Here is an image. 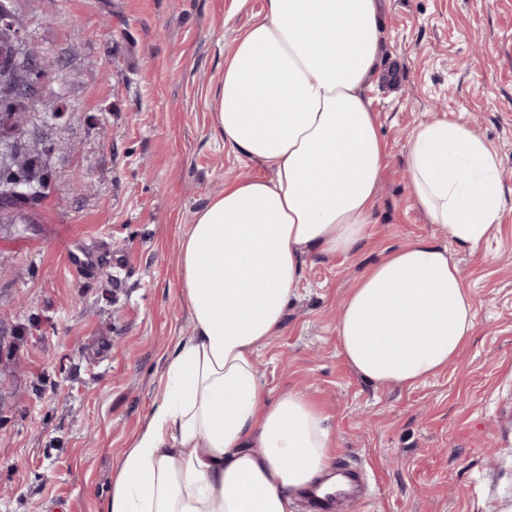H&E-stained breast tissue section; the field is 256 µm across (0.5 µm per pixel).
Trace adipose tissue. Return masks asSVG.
I'll use <instances>...</instances> for the list:
<instances>
[{
	"label": "adipose tissue",
	"instance_id": "ef3b65f1",
	"mask_svg": "<svg viewBox=\"0 0 512 512\" xmlns=\"http://www.w3.org/2000/svg\"><path fill=\"white\" fill-rule=\"evenodd\" d=\"M384 41L380 0H264L225 56L213 129L274 176L239 179L194 216L181 244L193 333L168 358L107 512H291L331 471L325 416L299 390L269 400L256 354L280 332L306 254H347L368 235L383 144L366 89ZM498 167L467 124L420 123L412 205L477 249L503 208ZM475 326L447 248L420 239L356 281L336 335L362 379L409 387L446 370Z\"/></svg>",
	"mask_w": 512,
	"mask_h": 512
}]
</instances>
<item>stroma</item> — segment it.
<instances>
[{"instance_id":"obj_1","label":"stroma","mask_w":512,"mask_h":512,"mask_svg":"<svg viewBox=\"0 0 512 512\" xmlns=\"http://www.w3.org/2000/svg\"><path fill=\"white\" fill-rule=\"evenodd\" d=\"M45 71L20 136L46 183L0 223V512H105L120 458L192 328L180 243L210 197L271 177L212 129L224 56L264 0H4ZM366 94L384 166L367 237L305 257L278 336L256 357L271 396L305 391L328 418L338 512H512V0H385ZM499 157L506 204L471 251L413 208L409 135L440 114ZM418 239L446 246L476 327L448 369L377 388L341 355L354 281ZM97 256L79 275L67 256Z\"/></svg>"}]
</instances>
